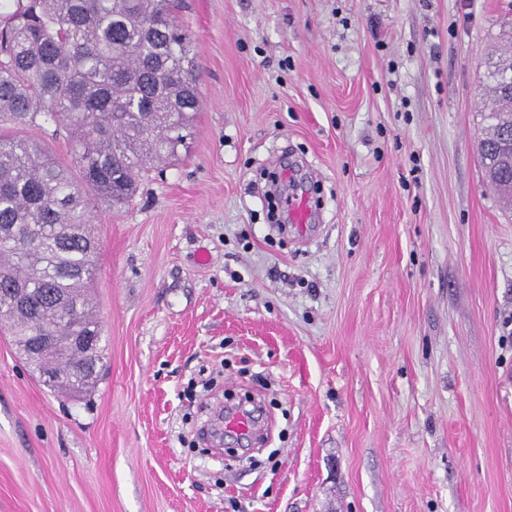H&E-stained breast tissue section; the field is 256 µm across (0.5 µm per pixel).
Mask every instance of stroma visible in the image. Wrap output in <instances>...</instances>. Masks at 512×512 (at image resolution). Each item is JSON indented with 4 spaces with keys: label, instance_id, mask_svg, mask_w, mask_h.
<instances>
[{
    "label": "stroma",
    "instance_id": "1",
    "mask_svg": "<svg viewBox=\"0 0 512 512\" xmlns=\"http://www.w3.org/2000/svg\"><path fill=\"white\" fill-rule=\"evenodd\" d=\"M178 3L201 107L91 213L95 387L0 330V512H512V212L477 152L512 0ZM247 392L266 441L213 444ZM27 363L30 364L32 373L38 376L43 368L58 365L59 376L51 386L54 389L64 390L68 394H82L89 387V382L85 381L86 362L78 352L72 353L66 360L61 361L56 348L50 346L41 351L39 362ZM43 379L53 382L56 379V368H47L43 372Z\"/></svg>",
    "mask_w": 512,
    "mask_h": 512
}]
</instances>
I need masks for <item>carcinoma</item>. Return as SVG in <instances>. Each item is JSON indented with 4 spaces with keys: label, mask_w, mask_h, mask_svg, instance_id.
<instances>
[{
    "label": "carcinoma",
    "mask_w": 512,
    "mask_h": 512,
    "mask_svg": "<svg viewBox=\"0 0 512 512\" xmlns=\"http://www.w3.org/2000/svg\"><path fill=\"white\" fill-rule=\"evenodd\" d=\"M0 3V328L18 351L41 336L98 334L90 288L98 253L91 209L130 198L147 165L178 155L199 108L192 41L175 0H11ZM478 140L483 173L512 149V94L489 79ZM51 120L72 142L61 164L32 129ZM67 297L69 312L53 302ZM58 366L52 388L82 394L86 362L55 347L30 364Z\"/></svg>",
    "instance_id": "obj_1"
}]
</instances>
